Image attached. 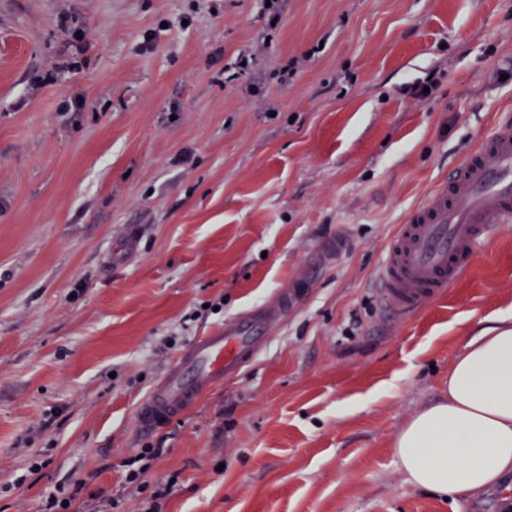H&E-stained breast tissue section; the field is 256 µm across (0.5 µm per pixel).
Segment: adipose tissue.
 Segmentation results:
<instances>
[{
    "mask_svg": "<svg viewBox=\"0 0 512 512\" xmlns=\"http://www.w3.org/2000/svg\"><path fill=\"white\" fill-rule=\"evenodd\" d=\"M394 451L413 485L473 497L512 472V321L468 338L448 397L416 415Z\"/></svg>",
    "mask_w": 512,
    "mask_h": 512,
    "instance_id": "ef3b65f1",
    "label": "adipose tissue"
}]
</instances>
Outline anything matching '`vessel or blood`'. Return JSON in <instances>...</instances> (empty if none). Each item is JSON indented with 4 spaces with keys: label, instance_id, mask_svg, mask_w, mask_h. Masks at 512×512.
<instances>
[{
    "label": "vessel or blood",
    "instance_id": "obj_1",
    "mask_svg": "<svg viewBox=\"0 0 512 512\" xmlns=\"http://www.w3.org/2000/svg\"><path fill=\"white\" fill-rule=\"evenodd\" d=\"M512 219V121L498 124L428 198L409 212L391 239L379 270L387 310L407 313L454 285L472 260V247ZM305 280L277 301L197 337L140 406V429L177 417L208 390L234 376L267 341L268 328L287 316Z\"/></svg>",
    "mask_w": 512,
    "mask_h": 512
}]
</instances>
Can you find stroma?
<instances>
[{
  "label": "stroma",
  "mask_w": 512,
  "mask_h": 512,
  "mask_svg": "<svg viewBox=\"0 0 512 512\" xmlns=\"http://www.w3.org/2000/svg\"><path fill=\"white\" fill-rule=\"evenodd\" d=\"M511 116L512 0H0V512L76 480L122 512L166 482L160 512H507L512 476L448 500L406 481L394 443L512 313V223L417 311L386 315L376 278L410 210ZM301 276L250 364L137 428L196 336ZM143 448L160 454L139 490ZM159 449L156 448H143L140 453L134 457L132 461L129 462L128 466L131 467L128 469V472L125 476L126 484H130L137 489H142L146 486L145 477L149 470L151 469V462L159 456ZM140 463L138 466L134 467V464Z\"/></svg>",
  "instance_id": "35a3bbf8"
}]
</instances>
